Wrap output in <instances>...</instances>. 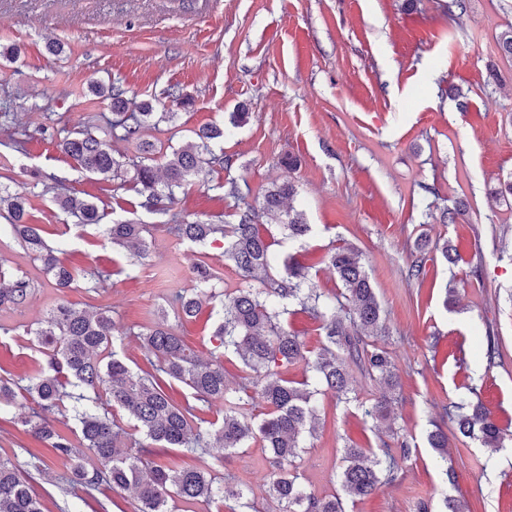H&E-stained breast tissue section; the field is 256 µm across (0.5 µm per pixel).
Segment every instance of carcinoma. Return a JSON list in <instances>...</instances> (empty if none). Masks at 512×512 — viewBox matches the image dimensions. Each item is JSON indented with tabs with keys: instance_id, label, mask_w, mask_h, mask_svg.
Listing matches in <instances>:
<instances>
[{
	"instance_id": "carcinoma-1",
	"label": "carcinoma",
	"mask_w": 512,
	"mask_h": 512,
	"mask_svg": "<svg viewBox=\"0 0 512 512\" xmlns=\"http://www.w3.org/2000/svg\"><path fill=\"white\" fill-rule=\"evenodd\" d=\"M93 92L109 101L112 119L107 121L106 130L100 136L81 122L67 131L60 141L61 150L82 170L116 180L123 176L124 162L113 154L111 140L136 143L139 160L132 162L134 180L145 197L146 208L168 212L177 193L195 183L205 168L221 162L213 146L224 138L223 128L202 126L193 131L192 141L167 150L146 139V133L157 122L174 119L175 113L158 114L157 104L151 101H143L132 110L125 91L112 85L96 84ZM295 194V185L288 180L273 184L250 203L238 183L231 180L224 183V195L243 202L234 223L182 220L168 225L171 234L195 246L222 241L224 259L237 269L242 286L221 294L214 284L216 270L206 260H198L193 267L196 289L176 294L171 306L177 317L192 319L200 309V293L224 296L222 316L210 341L242 360L250 371L249 384L233 386L221 362L201 359L167 323L164 309L153 326L136 333L152 367L141 373L115 351L120 332L107 309L79 308L63 301L32 331L33 342L43 352L44 365L22 387L0 380V406L13 403L17 386L31 397L36 407L22 418V426L33 438L72 461L70 475L64 479L69 489H131L135 493L134 512H173L176 498L218 504L232 499L237 507L229 508V512H250L252 507L242 490L220 486L202 469L170 466L151 455L156 448L201 455L211 443L236 451L251 440L260 442L278 463L268 496L277 502L279 512H346L344 498L362 500L395 478L399 460L409 455L404 441L399 458L389 448H344L341 496L318 497L306 492L298 475L290 470L304 448L305 437L313 435L319 420L314 396L328 391L337 401L349 402L350 365L384 388L365 411L377 421L388 419L392 392L399 387L387 349L376 342L386 335L385 318L356 247L344 243L326 252V261L342 284L340 301L309 287L307 267L293 255L280 265L274 263L272 246L278 240L266 225H278L289 241H301L313 231L302 212L285 205ZM53 199L77 218L79 226L98 225L104 218L95 203L68 189L54 193ZM4 207L11 214L15 238L41 262L43 272L52 277L57 288H74L80 277L88 279L91 291L103 287L102 274H76L46 244L40 225L26 223L24 196L0 192V208ZM105 231L113 245L131 251L139 261L147 259L143 225L108 224ZM426 249L425 243L415 244L407 277L418 279L424 274ZM32 293L26 273L11 272L0 264L1 307L19 309ZM295 300L322 321L325 342L314 355L283 322L288 304ZM298 363L307 367L318 389L310 391L308 381L286 377L288 366ZM173 381L190 390V397L182 403L169 394ZM256 399L269 408L258 420L245 412V402ZM67 401L70 405L65 419L73 424L75 443L54 423V415L61 413ZM114 407L126 413L132 432L117 425ZM453 423L455 433L464 438L476 437L492 448L503 442L502 429L479 401L460 407ZM135 433L143 439L134 438ZM428 443L439 453H446L448 432L435 427L428 434ZM29 481L30 476L11 460L0 458V512H43Z\"/></svg>"
}]
</instances>
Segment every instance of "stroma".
<instances>
[{"instance_id": "obj_1", "label": "stroma", "mask_w": 512, "mask_h": 512, "mask_svg": "<svg viewBox=\"0 0 512 512\" xmlns=\"http://www.w3.org/2000/svg\"><path fill=\"white\" fill-rule=\"evenodd\" d=\"M447 0H0V46H19L17 59L0 57V183L25 194L29 221L78 272L98 270L100 293L54 288L33 255L0 214V262L26 272L34 293L26 306L0 308V377L36 375L42 356L26 331L51 308L69 301L110 309L128 337L119 343L131 367L145 366L136 332L152 325L177 290L192 289L198 248L164 225L168 216L142 207L131 179L106 181L82 171L58 143L77 123H98L109 103L91 84L121 85L133 101L158 100L176 115L154 136L180 147L201 126L224 128L229 163L178 194L172 212L187 220L228 223L236 208L222 186L234 179L258 193L291 178L294 205L315 233L274 246L277 258L299 254L313 287L340 293L322 261L329 242L342 240L363 254L389 334L386 347L401 381L393 429L365 414L380 386L353 373V397L340 403L317 396L318 429L296 460L306 491L338 493L345 444L397 447L405 434L411 453L395 481L347 512H417L432 500L443 468H452L449 495L468 512H512V197L495 198L512 178V56L498 46L512 27V0H465L448 14ZM65 46L47 53L48 41ZM178 98H170L169 89ZM246 108L248 122L228 123ZM296 167L286 171L284 162ZM64 183L104 211L105 223L147 225L149 256L139 262L113 246L100 228H76L52 201ZM461 210L443 224V210ZM431 251L423 276H407L415 240ZM461 260L446 264L443 242ZM213 306L196 318L169 315L202 358ZM499 354L488 360V339ZM480 399L509 433L503 447L449 436L448 455L427 443L434 425H450L456 405ZM17 411L0 409V457L30 464L40 458L51 476L70 463L31 441ZM178 465L208 468L243 489L256 512H276L266 494L272 468L260 443L204 456L171 451Z\"/></svg>"}]
</instances>
